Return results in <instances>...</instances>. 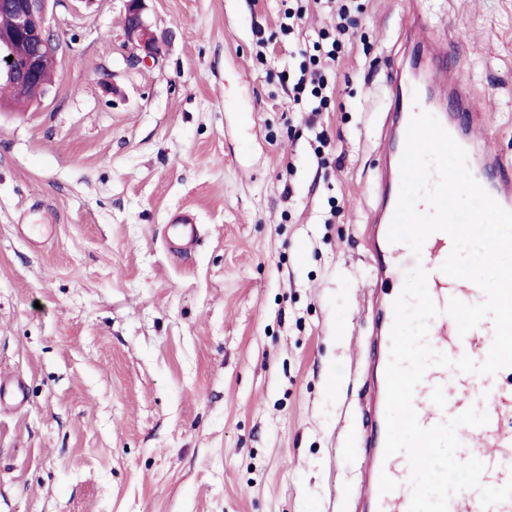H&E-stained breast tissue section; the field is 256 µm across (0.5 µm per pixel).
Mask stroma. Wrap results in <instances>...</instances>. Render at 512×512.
I'll return each instance as SVG.
<instances>
[{"label": "stroma", "instance_id": "1", "mask_svg": "<svg viewBox=\"0 0 512 512\" xmlns=\"http://www.w3.org/2000/svg\"><path fill=\"white\" fill-rule=\"evenodd\" d=\"M348 2L311 114L278 75L324 0L288 36L282 0H146L149 65L123 0H48L53 83L0 109V512H357L390 61L416 9L512 160V0ZM144 0H126L125 14L132 20L125 26L127 42L132 46V60L147 65L156 62L163 52V41L151 30L143 15ZM172 239L170 249L176 254H187L191 252L199 238V227L196 213L185 208L177 211L171 218Z\"/></svg>", "mask_w": 512, "mask_h": 512}]
</instances>
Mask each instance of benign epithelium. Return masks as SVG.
Wrapping results in <instances>:
<instances>
[{
    "instance_id": "1",
    "label": "benign epithelium",
    "mask_w": 512,
    "mask_h": 512,
    "mask_svg": "<svg viewBox=\"0 0 512 512\" xmlns=\"http://www.w3.org/2000/svg\"><path fill=\"white\" fill-rule=\"evenodd\" d=\"M47 0H13L10 8L14 25L0 30V80L10 83L18 94L27 90L29 82L39 77L41 55L58 53L60 44L55 31L47 23ZM144 0H126L125 14L131 23L125 26L127 42L132 46L133 62H156L163 52V41L151 30L143 15ZM12 60H7V57Z\"/></svg>"
}]
</instances>
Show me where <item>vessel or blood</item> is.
<instances>
[{"mask_svg":"<svg viewBox=\"0 0 512 512\" xmlns=\"http://www.w3.org/2000/svg\"><path fill=\"white\" fill-rule=\"evenodd\" d=\"M388 85L395 90V109L400 122L390 134L397 147L387 154V165L381 185L380 211L375 219L373 240L376 250L391 252L395 245L388 239L389 227L398 202L401 171V149L406 139L412 116L418 111H431L434 88L430 85L410 84L401 68L390 72ZM472 174L481 186L503 208L512 210V164H498L495 171L472 167ZM172 239L170 249L176 254L191 252L199 238L196 213L189 208L177 211L171 218ZM452 250V241L446 233L431 234L422 248L421 260L427 272V289L439 310L431 321L428 341L449 358L456 360L469 356L482 362L491 347L485 325H478L466 334H459L455 321L447 314L450 299L456 298L473 305L484 301L482 291L470 288L466 280L452 278L440 269ZM389 346L372 349L370 357L376 366V382L370 394L366 415L367 435L361 444L360 456L365 468V512H408L411 475L405 453L385 456V370L389 359ZM487 412L489 421L481 427H463V439L456 452L458 460L477 458L484 464L481 482L486 486H501L512 479V404L506 403L495 377L478 379L476 374L464 373L457 368L433 366L416 386L413 406L422 426L430 427L456 416L470 406ZM478 490L466 489L453 494L448 512H477Z\"/></svg>","mask_w":512,"mask_h":512,"instance_id":"vessel-or-blood-1","label":"vessel or blood"}]
</instances>
